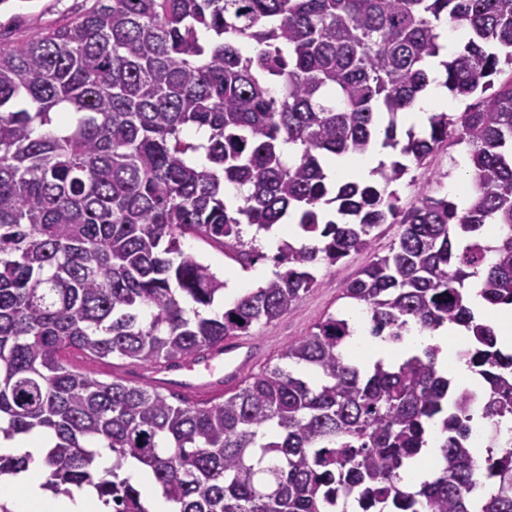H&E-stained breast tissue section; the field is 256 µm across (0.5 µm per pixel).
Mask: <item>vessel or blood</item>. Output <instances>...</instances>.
Here are the masks:
<instances>
[{"label": "vessel or blood", "mask_w": 512, "mask_h": 512, "mask_svg": "<svg viewBox=\"0 0 512 512\" xmlns=\"http://www.w3.org/2000/svg\"><path fill=\"white\" fill-rule=\"evenodd\" d=\"M259 356L258 349L250 341L236 339L207 351L196 366L159 371L158 380L162 385L208 399L221 393L224 386L242 378Z\"/></svg>", "instance_id": "obj_1"}]
</instances>
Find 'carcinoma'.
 <instances>
[{
  "mask_svg": "<svg viewBox=\"0 0 512 512\" xmlns=\"http://www.w3.org/2000/svg\"><path fill=\"white\" fill-rule=\"evenodd\" d=\"M443 16L469 34L443 63L445 86L479 101L401 140ZM505 66L512 0H94L67 25L0 43V434L52 433L46 486L90 487L112 512H150L121 476L130 461L175 512H325L355 490L372 512H512V445L470 441L475 418L512 420V352L470 292L512 306V76L494 80ZM383 118L381 146L400 159L382 182L330 181L327 160L369 153ZM203 127L207 143L186 139ZM455 147L470 161L469 205H401L411 167ZM200 152L206 163H192ZM226 187L242 204L227 206ZM289 216L298 240L277 246L272 278L206 314L224 280L181 238L255 261L260 233ZM384 224L397 239L344 298L393 343L465 328L478 388L440 374L436 347L365 367L347 355L358 328L340 313L206 401L65 360H196L279 319L320 264L370 249ZM437 422L436 470L410 487L405 465ZM101 442L113 455L102 473ZM26 466L0 455V476Z\"/></svg>",
  "mask_w": 512,
  "mask_h": 512,
  "instance_id": "1",
  "label": "carcinoma"
}]
</instances>
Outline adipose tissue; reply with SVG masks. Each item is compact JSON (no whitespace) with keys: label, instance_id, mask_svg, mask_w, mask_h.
<instances>
[{"label":"adipose tissue","instance_id":"ef3b65f1","mask_svg":"<svg viewBox=\"0 0 512 512\" xmlns=\"http://www.w3.org/2000/svg\"><path fill=\"white\" fill-rule=\"evenodd\" d=\"M441 46L439 60L431 61L429 86L416 105L402 114L406 124L416 125L427 119L430 112L446 109L448 90L444 85L445 74L439 64L440 59L453 57L461 48L464 31L444 24L438 29ZM461 332L454 326H442L431 333L411 331L408 340L416 347H439L440 366H451L461 386H472L473 381L462 365H449L447 348L450 342L460 339ZM51 444L49 434L34 431L11 439L0 438L1 455L24 456L28 459L25 470L10 480L0 481V503L7 504L10 512H108L95 491L84 488L74 490L72 495L57 496L44 486L45 477L42 458Z\"/></svg>","mask_w":512,"mask_h":512}]
</instances>
